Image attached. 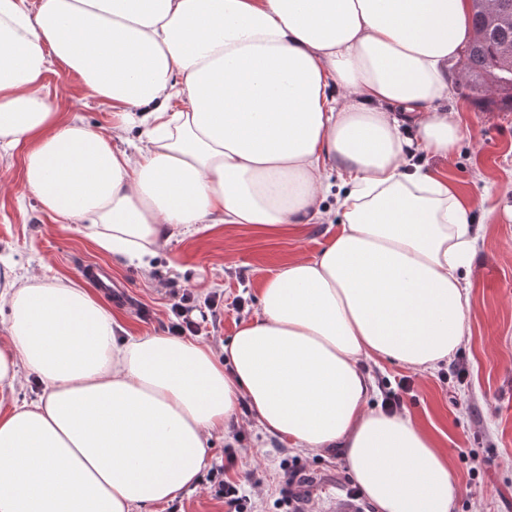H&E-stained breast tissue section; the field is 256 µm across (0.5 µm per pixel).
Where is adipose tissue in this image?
I'll list each match as a JSON object with an SVG mask.
<instances>
[{
	"instance_id": "ef3b65f1",
	"label": "adipose tissue",
	"mask_w": 512,
	"mask_h": 512,
	"mask_svg": "<svg viewBox=\"0 0 512 512\" xmlns=\"http://www.w3.org/2000/svg\"><path fill=\"white\" fill-rule=\"evenodd\" d=\"M469 36L466 0H0V148L25 147L27 191L100 250L147 268L204 224L336 226L263 281L219 356L123 337L72 279H6L0 512L165 505L244 406L293 447L341 449L375 512H451L446 454L372 404L362 362L425 373L466 334L470 207L414 157L463 137L437 104ZM57 69L111 105V134L62 116Z\"/></svg>"
}]
</instances>
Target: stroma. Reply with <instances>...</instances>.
<instances>
[{"instance_id": "stroma-1", "label": "stroma", "mask_w": 512, "mask_h": 512, "mask_svg": "<svg viewBox=\"0 0 512 512\" xmlns=\"http://www.w3.org/2000/svg\"><path fill=\"white\" fill-rule=\"evenodd\" d=\"M47 90L62 111L110 133V107L89 97L76 75H49ZM444 107L456 112L466 134L450 157L423 155L419 162L478 204L477 273L468 285L471 316L459 348L469 375L457 381L447 363L428 375L392 361L363 367L376 382L409 378L403 409L448 457L459 488L452 512H512V108L459 95ZM328 237L323 224L280 233L212 224L175 236L145 271L102 252L80 225L45 212L24 188L23 149L0 151V277L42 264L48 276L79 280L84 264H98L120 289L108 304L134 336L166 334L177 286L195 296L191 317L199 325L198 339L221 349L240 324L237 299L256 303L266 275L313 254ZM215 294L223 306L214 316L204 300ZM239 426L240 440L215 439L212 463L224 464L228 452H235L227 476L245 494L262 499L265 512H282L287 497L298 500L302 512H330L335 501L350 495L355 480L341 449L311 453L290 447L265 434L245 409ZM291 460L300 473L287 487L280 467Z\"/></svg>"}]
</instances>
